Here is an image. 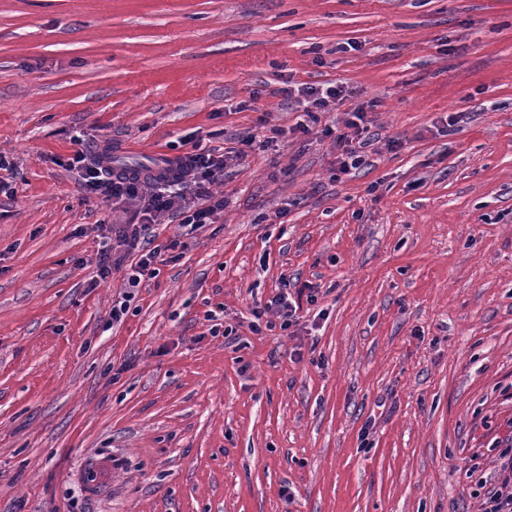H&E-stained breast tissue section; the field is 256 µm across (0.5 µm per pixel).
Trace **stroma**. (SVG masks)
<instances>
[{"instance_id": "1", "label": "stroma", "mask_w": 512, "mask_h": 512, "mask_svg": "<svg viewBox=\"0 0 512 512\" xmlns=\"http://www.w3.org/2000/svg\"><path fill=\"white\" fill-rule=\"evenodd\" d=\"M312 85L344 92L303 133L283 90ZM80 138L126 169L232 149L226 206L90 287L134 205L83 191ZM0 158V512H482L512 446V0H0ZM282 292L293 324L255 330ZM365 141H358V146H353V140L348 141L342 138L337 140L336 147L340 151L337 156V164L340 171L346 172L350 169H355L364 162L363 156L360 154L361 150L359 149L367 144ZM112 464L106 460L94 461L83 473L85 485L91 491L101 490L109 483Z\"/></svg>"}]
</instances>
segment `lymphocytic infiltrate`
Instances as JSON below:
<instances>
[{
    "label": "lymphocytic infiltrate",
    "mask_w": 512,
    "mask_h": 512,
    "mask_svg": "<svg viewBox=\"0 0 512 512\" xmlns=\"http://www.w3.org/2000/svg\"><path fill=\"white\" fill-rule=\"evenodd\" d=\"M74 163L81 166V185L86 193L119 203L137 202L138 209L125 223L112 225L111 239L124 255L134 257L135 263L128 276L129 287H136L155 257L145 250L141 237L151 224L167 215H178L179 225L186 233H193L208 223L212 215L224 206L222 195L212 187L217 172L224 168V156L214 150L194 146L192 152L179 162L177 169L115 170L106 161L105 152L86 159L76 152Z\"/></svg>",
    "instance_id": "obj_1"
}]
</instances>
